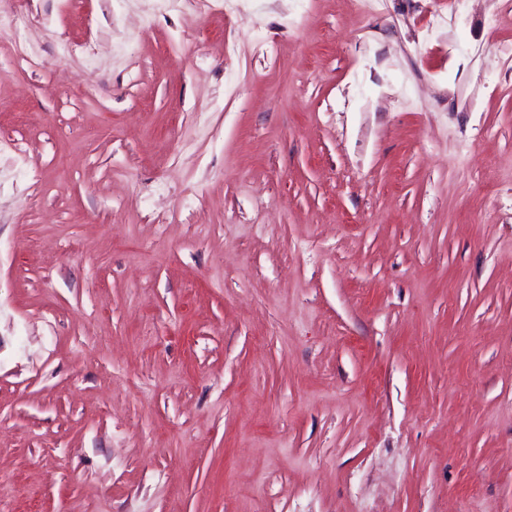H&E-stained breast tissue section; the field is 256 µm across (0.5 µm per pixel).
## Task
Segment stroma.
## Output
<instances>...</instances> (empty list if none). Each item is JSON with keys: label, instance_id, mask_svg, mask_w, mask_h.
<instances>
[{"label": "stroma", "instance_id": "stroma-1", "mask_svg": "<svg viewBox=\"0 0 512 512\" xmlns=\"http://www.w3.org/2000/svg\"><path fill=\"white\" fill-rule=\"evenodd\" d=\"M22 33L14 512H512V0H30Z\"/></svg>", "mask_w": 512, "mask_h": 512}]
</instances>
